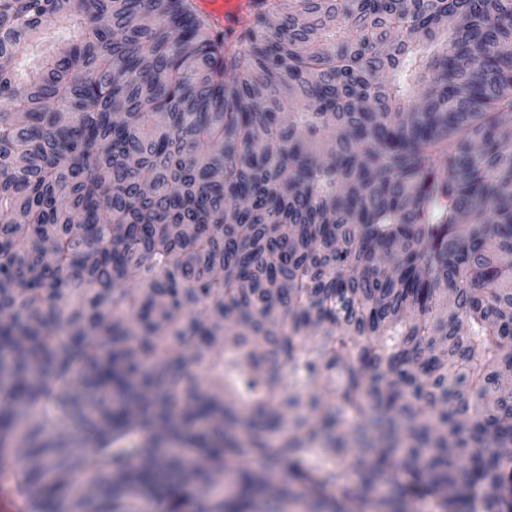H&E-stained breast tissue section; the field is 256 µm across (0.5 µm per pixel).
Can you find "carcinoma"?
I'll use <instances>...</instances> for the list:
<instances>
[{"label": "carcinoma", "mask_w": 512, "mask_h": 512, "mask_svg": "<svg viewBox=\"0 0 512 512\" xmlns=\"http://www.w3.org/2000/svg\"><path fill=\"white\" fill-rule=\"evenodd\" d=\"M511 375L512 0H0L31 512H512ZM255 0H197L199 9L207 15L217 27L233 26L234 19H241L254 8Z\"/></svg>", "instance_id": "carcinoma-1"}]
</instances>
